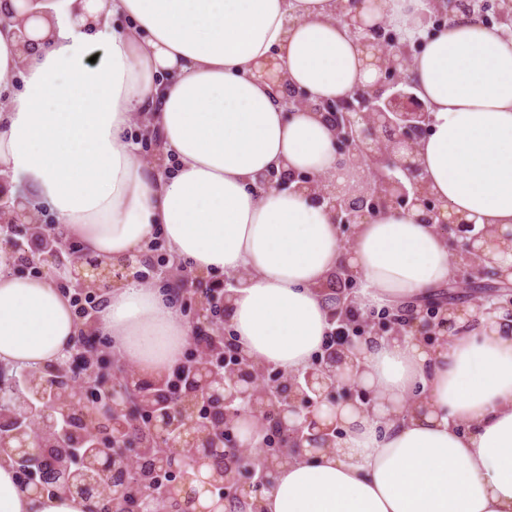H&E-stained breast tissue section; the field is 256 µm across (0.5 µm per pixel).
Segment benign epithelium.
<instances>
[{
  "label": "benign epithelium",
  "instance_id": "benign-epithelium-1",
  "mask_svg": "<svg viewBox=\"0 0 512 512\" xmlns=\"http://www.w3.org/2000/svg\"><path fill=\"white\" fill-rule=\"evenodd\" d=\"M50 2L0 0V19L19 25L18 37L29 49L37 41L25 24L47 16L49 11L39 4ZM430 4L427 21L438 31L465 9L462 0ZM363 7L365 0H338L337 15L372 51L378 68L374 83L315 103L278 73L270 81L288 111L310 110L331 123L336 149L365 186L347 192L326 176L286 170L262 173L256 184L307 192L313 202L326 205L344 231L390 212L417 213L419 222L437 225L450 243L455 267L451 284L481 290L484 302L469 313L449 293L434 291L377 322L352 301L341 300L329 321L349 327L350 333L306 370L286 376L225 343L218 347L224 364L204 355L187 382L176 385L165 378L145 385L134 375L107 377L99 364L85 363V349L94 337L84 333L63 361L25 371L7 385L0 382V457L12 462L20 486L32 495L74 496L83 502L84 512H157L158 498L166 512H223L242 503L262 512V492L272 487L288 453L334 450L336 438L343 435L336 405L373 412L374 393L358 382L367 340L411 336L429 347L442 345L456 332L461 316L469 323L483 316L512 327V263L505 257L494 261L496 254L512 249V228L478 230L462 217L445 216L444 202L431 190L417 160L418 141L430 122L408 73L420 43H402L385 24L368 23ZM508 13L512 15V0H481L469 11L486 26L502 24ZM0 217L12 225L39 222L19 198L0 196ZM41 236L48 246L36 259L23 255L24 263L50 274L64 262L63 253H70L81 294L104 282L142 278L130 260L104 266L78 252L54 224L42 226ZM334 280L343 296L358 284L346 265ZM210 321L207 301L200 298L192 334L206 331ZM76 447L85 449L80 458L72 452ZM159 474L168 477L160 495L142 489Z\"/></svg>",
  "mask_w": 512,
  "mask_h": 512
}]
</instances>
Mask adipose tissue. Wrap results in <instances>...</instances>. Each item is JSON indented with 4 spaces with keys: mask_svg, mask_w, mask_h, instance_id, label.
<instances>
[{
    "mask_svg": "<svg viewBox=\"0 0 512 512\" xmlns=\"http://www.w3.org/2000/svg\"><path fill=\"white\" fill-rule=\"evenodd\" d=\"M52 17L0 22V175L37 199L84 253L137 259L161 233L192 273L238 284L226 304L234 339L260 364L304 371L331 329L340 265L358 277L363 311L412 303L454 276L436 226L401 212L358 225L351 250L306 193L256 189L270 168L355 187L333 132L311 111L288 114L269 72L312 101L373 83L378 71L335 0H53ZM427 0H376V20L422 40L411 76L429 106L417 158L450 213L512 227V32L459 17L428 32ZM128 20L92 57V31ZM158 133L145 164L132 128ZM70 298L51 276L0 260V368L64 358L78 336ZM94 335L141 376H167L191 327L168 291L127 279L109 291ZM373 414L346 406L333 453L280 466L265 512H512V332L480 320L433 348L385 336L364 343ZM423 414L401 418L408 403ZM0 512H83L64 494L32 498L0 459Z\"/></svg>",
    "mask_w": 512,
    "mask_h": 512,
    "instance_id": "1",
    "label": "adipose tissue"
}]
</instances>
